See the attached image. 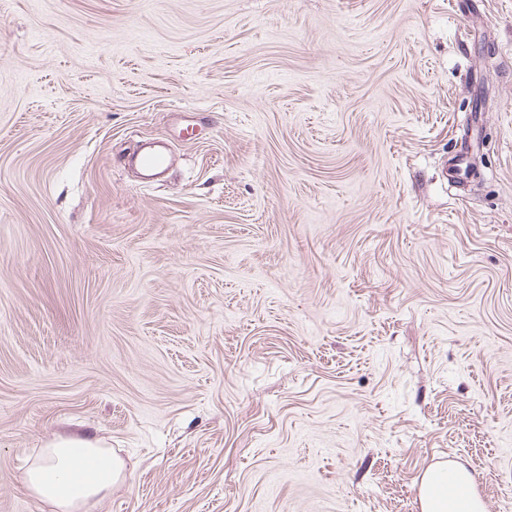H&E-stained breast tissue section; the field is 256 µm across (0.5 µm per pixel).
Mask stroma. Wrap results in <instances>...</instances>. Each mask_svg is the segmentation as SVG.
I'll list each match as a JSON object with an SVG mask.
<instances>
[{
	"mask_svg": "<svg viewBox=\"0 0 512 512\" xmlns=\"http://www.w3.org/2000/svg\"><path fill=\"white\" fill-rule=\"evenodd\" d=\"M60 434L93 512H512V0H0V512ZM454 469L449 471L450 477L464 483L471 480L470 474L465 470L455 466ZM452 478H448V468L443 464L426 472L421 496L422 512H462L457 506L458 499L448 496V487L456 486Z\"/></svg>",
	"mask_w": 512,
	"mask_h": 512,
	"instance_id": "stroma-1",
	"label": "stroma"
}]
</instances>
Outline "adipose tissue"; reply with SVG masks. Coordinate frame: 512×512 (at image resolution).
<instances>
[{"instance_id":"obj_1","label":"adipose tissue","mask_w":512,"mask_h":512,"mask_svg":"<svg viewBox=\"0 0 512 512\" xmlns=\"http://www.w3.org/2000/svg\"><path fill=\"white\" fill-rule=\"evenodd\" d=\"M122 465L110 449L80 436H59L40 450L26 473L30 490L55 512H90L118 480ZM463 469L438 465L423 479L421 512H460L448 494L455 481H470Z\"/></svg>"}]
</instances>
